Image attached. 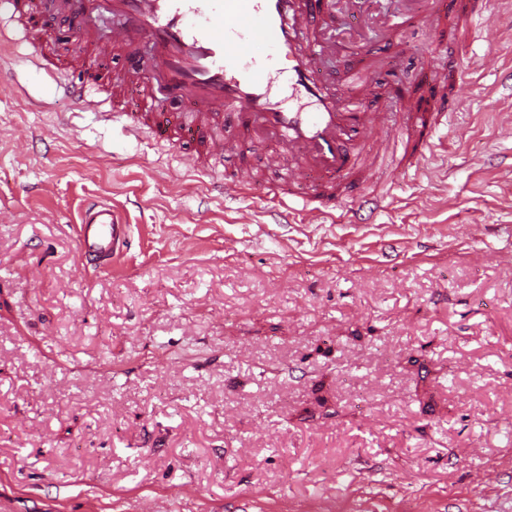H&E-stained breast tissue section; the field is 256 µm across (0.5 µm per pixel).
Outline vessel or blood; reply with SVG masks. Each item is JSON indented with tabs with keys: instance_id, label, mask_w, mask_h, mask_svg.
<instances>
[{
	"instance_id": "vessel-or-blood-1",
	"label": "vessel or blood",
	"mask_w": 512,
	"mask_h": 512,
	"mask_svg": "<svg viewBox=\"0 0 512 512\" xmlns=\"http://www.w3.org/2000/svg\"><path fill=\"white\" fill-rule=\"evenodd\" d=\"M108 4L120 22L108 45H101L88 26H81L83 53L66 56L61 64L71 76L48 67L51 47L37 41L41 29L39 0H0V17L31 35L24 53H0V72L18 65L44 68L47 78L64 97L86 109L102 112L109 97L135 94L155 96L163 86L167 99L180 104L177 112L114 111L126 134L139 137L150 130L157 139L190 146L185 161L192 167H215L237 144L225 138L223 128L269 133L275 151L269 164L285 171L288 185L311 181L306 195L289 192L280 197L283 219L317 206L320 217L335 219L345 193L354 180L376 171L386 153L410 155L416 137L434 136L454 103L435 97L429 108L408 113L394 124L387 116L396 98L386 106L366 110L372 93L367 73L348 67L333 78L323 73L319 60L327 55L347 57L348 46L330 41L323 21L325 0H84L85 10ZM485 0H431L430 12L447 24L449 40L461 30H472L482 17ZM151 53L142 56L141 43ZM116 52L127 66L121 74L105 78L90 70L88 54ZM287 81L294 103L283 106L272 95L279 81ZM255 184L252 168L245 167L211 189L224 198L250 193ZM131 230L106 201H88L77 226L81 263L108 267L113 256L126 250Z\"/></svg>"
}]
</instances>
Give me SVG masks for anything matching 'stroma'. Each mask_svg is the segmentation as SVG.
<instances>
[{
  "mask_svg": "<svg viewBox=\"0 0 512 512\" xmlns=\"http://www.w3.org/2000/svg\"><path fill=\"white\" fill-rule=\"evenodd\" d=\"M427 14L366 105L452 52L465 104L343 222L279 223L270 141L191 171L0 74V512H512V7L456 46ZM93 197L132 226L97 272ZM256 183L251 167H244L235 175L225 178L223 182L211 184V191L217 192L219 196L226 198H237L243 194H250Z\"/></svg>",
  "mask_w": 512,
  "mask_h": 512,
  "instance_id": "1",
  "label": "stroma"
}]
</instances>
